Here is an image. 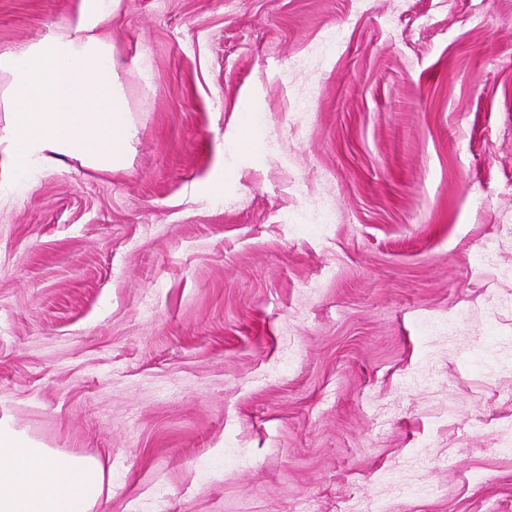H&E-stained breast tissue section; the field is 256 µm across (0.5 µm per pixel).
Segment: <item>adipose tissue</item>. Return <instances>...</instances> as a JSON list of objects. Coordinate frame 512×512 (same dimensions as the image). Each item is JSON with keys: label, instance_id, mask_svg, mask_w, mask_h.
<instances>
[{"label": "adipose tissue", "instance_id": "ef3b65f1", "mask_svg": "<svg viewBox=\"0 0 512 512\" xmlns=\"http://www.w3.org/2000/svg\"><path fill=\"white\" fill-rule=\"evenodd\" d=\"M122 0H82L75 26L22 53H0V177L23 182L34 169L73 158L102 173L123 169L128 107L115 83L118 61L100 34ZM101 459L44 448L0 422V512H95L112 496Z\"/></svg>", "mask_w": 512, "mask_h": 512}]
</instances>
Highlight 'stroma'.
Returning <instances> with one entry per match:
<instances>
[{
	"label": "stroma",
	"instance_id": "obj_1",
	"mask_svg": "<svg viewBox=\"0 0 512 512\" xmlns=\"http://www.w3.org/2000/svg\"><path fill=\"white\" fill-rule=\"evenodd\" d=\"M81 3L0 0V52ZM105 34L126 168L0 190V417L108 458L101 512H512V0H123Z\"/></svg>",
	"mask_w": 512,
	"mask_h": 512
}]
</instances>
